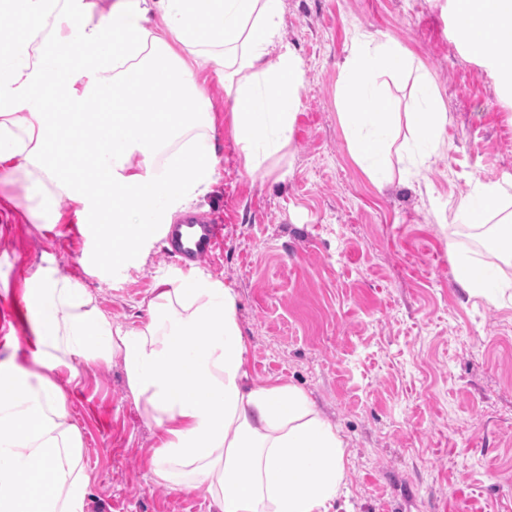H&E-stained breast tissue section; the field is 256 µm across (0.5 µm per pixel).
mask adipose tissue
Listing matches in <instances>:
<instances>
[{
    "mask_svg": "<svg viewBox=\"0 0 512 512\" xmlns=\"http://www.w3.org/2000/svg\"><path fill=\"white\" fill-rule=\"evenodd\" d=\"M451 36L512 102V0H448ZM26 23L0 58V209L56 225L67 197L91 241L86 271L112 280L139 267L178 213L214 182L216 117L186 57L224 85L243 168L254 172L292 141L304 70L282 44V0H0ZM410 85L411 111L387 93ZM337 96L348 149L386 188L425 165L446 132L435 85L400 43L353 40ZM96 144L93 175L62 174ZM24 185V200L9 189ZM463 224H493L512 260V182L474 179L456 205ZM458 285L497 303L494 268L460 261ZM33 329L30 365L0 361V512H84L82 431L54 379L74 359L122 361L131 397L157 430L153 481L209 493L220 512H331L345 481L343 441L294 386L249 385L233 288L193 267L159 278L147 318L105 317L77 278L44 260L23 282Z\"/></svg>",
    "mask_w": 512,
    "mask_h": 512,
    "instance_id": "adipose-tissue-1",
    "label": "adipose tissue"
}]
</instances>
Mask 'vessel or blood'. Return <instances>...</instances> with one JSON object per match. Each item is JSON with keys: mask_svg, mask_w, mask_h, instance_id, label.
Returning <instances> with one entry per match:
<instances>
[{"mask_svg": "<svg viewBox=\"0 0 512 512\" xmlns=\"http://www.w3.org/2000/svg\"><path fill=\"white\" fill-rule=\"evenodd\" d=\"M223 242V227L212 216H187L181 223L170 225L166 235L168 254L186 267L212 256Z\"/></svg>", "mask_w": 512, "mask_h": 512, "instance_id": "obj_1", "label": "vessel or blood"}]
</instances>
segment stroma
Masks as SVG:
<instances>
[{
	"mask_svg": "<svg viewBox=\"0 0 512 512\" xmlns=\"http://www.w3.org/2000/svg\"><path fill=\"white\" fill-rule=\"evenodd\" d=\"M398 41L448 113L426 167L378 189L352 158L339 117V66L356 35ZM282 43L304 82L292 142L254 174L234 143L224 87L209 78L219 163L199 211L224 217V247L200 266L238 296L250 383L301 389L344 441L338 512H512V300L459 288L458 260L512 265L465 240L454 220L472 178L512 179V106L455 44L448 0H283ZM78 225L0 223V360L26 359L14 311L43 259L83 280L114 323L139 325L156 280L180 265L157 243L111 282L87 275ZM56 380L84 436L85 512H219L203 491L150 479L157 431L127 393L120 359Z\"/></svg>",
	"mask_w": 512,
	"mask_h": 512,
	"instance_id": "35a3bbf8",
	"label": "stroma"
}]
</instances>
